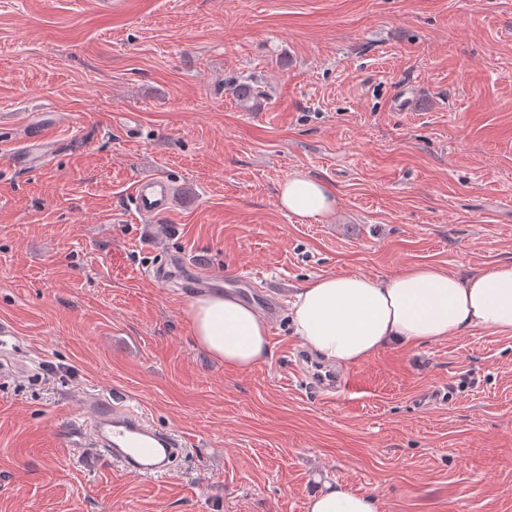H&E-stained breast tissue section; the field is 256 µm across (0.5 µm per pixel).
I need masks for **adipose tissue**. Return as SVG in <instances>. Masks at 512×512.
<instances>
[{
  "label": "adipose tissue",
  "instance_id": "obj_1",
  "mask_svg": "<svg viewBox=\"0 0 512 512\" xmlns=\"http://www.w3.org/2000/svg\"><path fill=\"white\" fill-rule=\"evenodd\" d=\"M278 205L306 223L332 216L336 197L296 171L281 184ZM286 305L293 336L322 360L343 365L365 362L390 345L440 342L476 329L512 335V261L467 277L431 264L387 277L324 274ZM183 315L196 345L226 368L249 371L271 355L268 317L233 291L196 294ZM306 512H382V503L337 483L310 496Z\"/></svg>",
  "mask_w": 512,
  "mask_h": 512
}]
</instances>
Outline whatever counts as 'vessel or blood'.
I'll list each match as a JSON object with an SVG mask.
<instances>
[{"instance_id": "obj_1", "label": "vessel or blood", "mask_w": 512, "mask_h": 512, "mask_svg": "<svg viewBox=\"0 0 512 512\" xmlns=\"http://www.w3.org/2000/svg\"><path fill=\"white\" fill-rule=\"evenodd\" d=\"M58 143L35 131L13 163L22 168L43 164L57 149ZM173 194L170 181L143 176L137 179L129 206L145 218L162 214ZM312 387L328 394L347 385L345 376L318 368L311 369ZM82 412L91 423L90 447L103 459L119 464L124 470L143 477L167 473L182 448L176 434L153 426L137 408L123 403H108L98 398L84 400Z\"/></svg>"}]
</instances>
